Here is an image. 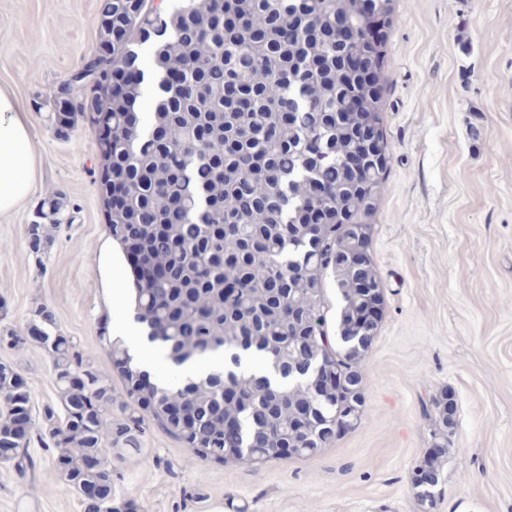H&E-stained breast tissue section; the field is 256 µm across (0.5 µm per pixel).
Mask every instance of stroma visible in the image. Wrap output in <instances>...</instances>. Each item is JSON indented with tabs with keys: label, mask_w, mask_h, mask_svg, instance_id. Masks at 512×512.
I'll list each match as a JSON object with an SVG mask.
<instances>
[{
	"label": "stroma",
	"mask_w": 512,
	"mask_h": 512,
	"mask_svg": "<svg viewBox=\"0 0 512 512\" xmlns=\"http://www.w3.org/2000/svg\"><path fill=\"white\" fill-rule=\"evenodd\" d=\"M101 0H0V80L32 116L40 177L0 218V330L25 331L36 308L90 354L112 384L113 421L127 397L105 349L119 338L117 296L132 278L108 232L99 184L101 131L66 132L54 100L97 47ZM384 35L386 189L368 251L385 286L363 359L362 421L311 458L205 460L145 419L141 451L112 460L118 512H420L410 478L434 445L432 399L453 393L454 444L435 512H512V0H392ZM40 225L44 250L30 246ZM56 402L37 345L0 348ZM36 467L0 464V512H84L63 493L52 453Z\"/></svg>",
	"instance_id": "35a3bbf8"
}]
</instances>
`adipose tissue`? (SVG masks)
<instances>
[{"instance_id":"1","label":"adipose tissue","mask_w":512,"mask_h":512,"mask_svg":"<svg viewBox=\"0 0 512 512\" xmlns=\"http://www.w3.org/2000/svg\"><path fill=\"white\" fill-rule=\"evenodd\" d=\"M32 120L11 85L0 83V216L19 210L35 189L38 158Z\"/></svg>"}]
</instances>
